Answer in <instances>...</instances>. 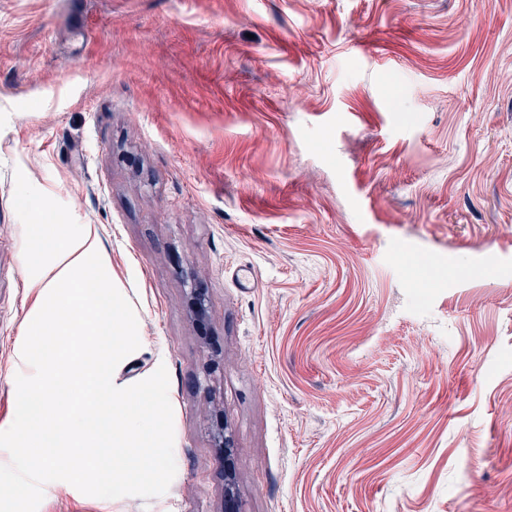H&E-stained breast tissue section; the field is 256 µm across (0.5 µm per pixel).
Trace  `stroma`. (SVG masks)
Returning a JSON list of instances; mask_svg holds the SVG:
<instances>
[{
	"label": "stroma",
	"instance_id": "stroma-1",
	"mask_svg": "<svg viewBox=\"0 0 512 512\" xmlns=\"http://www.w3.org/2000/svg\"><path fill=\"white\" fill-rule=\"evenodd\" d=\"M19 171L174 412L165 493L38 512H224L220 423L240 512H512V0H0V424Z\"/></svg>",
	"mask_w": 512,
	"mask_h": 512
}]
</instances>
